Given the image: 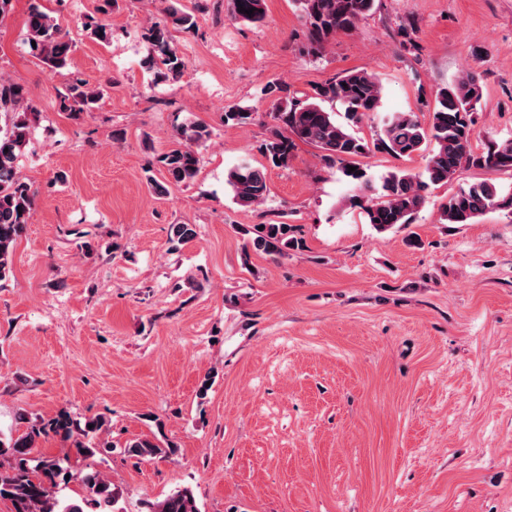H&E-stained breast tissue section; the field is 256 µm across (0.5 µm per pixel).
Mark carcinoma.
<instances>
[{"mask_svg":"<svg viewBox=\"0 0 512 512\" xmlns=\"http://www.w3.org/2000/svg\"><path fill=\"white\" fill-rule=\"evenodd\" d=\"M232 19L260 23L265 19V0H230ZM302 12L311 42L321 45L339 31H347L368 16L376 0H295ZM254 9L248 15L240 8ZM167 20L151 24L144 38L153 54L146 64L157 82L178 79L187 66L185 58L171 41L169 26L195 27L193 16L169 7ZM84 28L100 41L111 37L108 24L93 17L84 22ZM28 41L35 42L34 51L51 71L67 64L72 43L54 19L39 7H32L28 16ZM287 89L280 84L268 86L267 93L277 97L272 123L262 144V153L276 167L288 165V160L299 140L322 152V159L330 167H338L357 193L348 201L360 207L379 232L408 227L427 202V191L451 180L464 166L512 169V138L493 142L482 153L474 152L475 114L483 98L481 76L473 70L462 71L454 81L438 89L435 106L430 112L429 127L422 126L413 112H391L382 119L378 137L369 142L336 121L334 113L323 106L325 102L342 105L348 117L359 119L380 112L383 85L380 79L366 71L354 70L315 89L314 96L305 100H290L284 96ZM101 92L77 81L63 96V107L71 112H88ZM34 106L25 86L17 81L0 79V283L12 275V255L19 238L26 229L29 211L34 203L31 186L16 170L18 157L31 140L29 114ZM208 126L190 122L177 129L181 146L162 153L157 162L174 184H187L198 174L200 157L197 147L211 139ZM433 140L434 149L425 158L421 171L396 169L382 177L376 187L367 174L354 165L353 159L371 152H385L394 156H411L422 150L427 140ZM235 201L243 207L262 204L267 195L266 168L244 164L227 175ZM512 213V188L505 189L491 181L469 184L448 198L441 206V220L445 224H473L490 210ZM250 245L256 252L284 257L303 248L296 237L294 225L283 222L265 224L246 231ZM196 236L192 224H173L170 243L184 244ZM105 420L88 418L84 423L74 421L65 412L40 424H33L17 436L0 432V499L11 502L14 512H118L119 493L112 482L92 466L76 475L85 489L79 499L60 498V486L69 483V471L56 460H42L32 467L31 454L39 439L51 431L66 440L78 435L75 442L84 456L93 457L112 452V446L98 441ZM125 452L138 459L152 458L171 452L150 438H136L126 445ZM147 512H200L191 489H177L165 498L147 502Z\"/></svg>","mask_w":512,"mask_h":512,"instance_id":"carcinoma-1","label":"carcinoma"}]
</instances>
